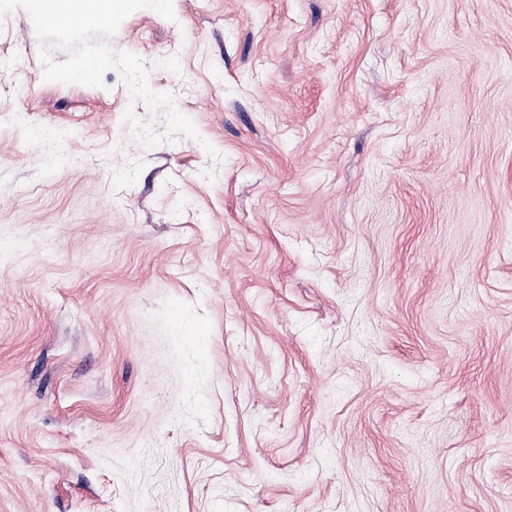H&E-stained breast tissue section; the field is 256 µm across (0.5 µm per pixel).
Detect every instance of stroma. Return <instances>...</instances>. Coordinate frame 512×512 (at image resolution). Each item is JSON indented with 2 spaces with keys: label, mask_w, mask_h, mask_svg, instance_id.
Listing matches in <instances>:
<instances>
[{
  "label": "stroma",
  "mask_w": 512,
  "mask_h": 512,
  "mask_svg": "<svg viewBox=\"0 0 512 512\" xmlns=\"http://www.w3.org/2000/svg\"><path fill=\"white\" fill-rule=\"evenodd\" d=\"M172 3L0 18V512H512V0Z\"/></svg>",
  "instance_id": "obj_1"
}]
</instances>
